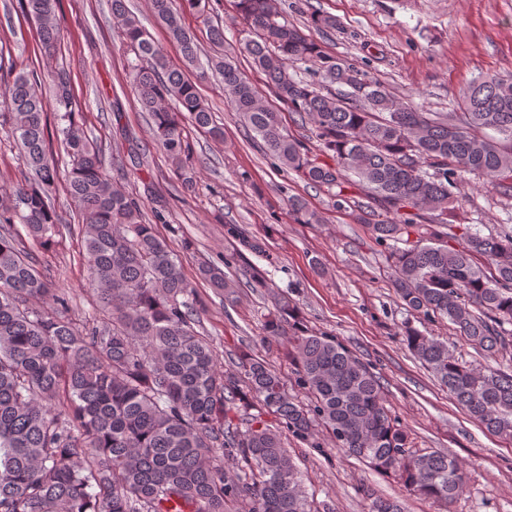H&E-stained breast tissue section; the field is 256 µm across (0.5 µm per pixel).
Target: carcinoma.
<instances>
[{"mask_svg":"<svg viewBox=\"0 0 512 512\" xmlns=\"http://www.w3.org/2000/svg\"><path fill=\"white\" fill-rule=\"evenodd\" d=\"M37 23L44 52L60 43L57 0H11ZM184 64L216 72L240 120L282 170L336 192L357 186L367 203L357 219L387 245L392 285L407 309L448 321L494 358L512 344V235H482L458 223L455 185L481 174L498 187L512 179V79L480 75L460 93L457 112H427L394 99L382 82L282 19L272 0H237L240 45L288 111L310 121L317 152L284 123L280 108L231 63L204 52L182 24L184 11L209 19L210 0H151ZM121 40L133 58L130 83L151 119L157 146L181 165L193 155L185 123L224 137L196 84L170 64L126 6L112 0ZM310 63L317 79L293 66ZM34 70L0 64V131L17 141L22 179L0 202V512H311L301 474L274 415L298 439L325 429L336 447L400 477L413 493L446 503L466 488L450 455L412 448L385 406L379 377L333 336L294 320L283 300L265 333L288 338V362L313 398L288 396L279 372L245 354L238 374L218 367L197 330L205 305L182 259L157 231L144 202L112 181L104 152L75 119L66 73L54 102ZM345 91L325 94L321 86ZM53 123H48V110ZM493 134H488V131ZM67 161L59 166L51 143ZM81 212L87 292L96 314L77 319L69 298L17 245V225L42 248L54 243L51 204L60 178ZM300 224L322 216L298 197ZM218 296L233 293L224 270L203 263ZM405 342L450 396L487 432L512 439V373L469 365L448 343L408 327ZM258 407L240 428L229 412ZM238 460L225 469L224 460Z\"/></svg>","mask_w":512,"mask_h":512,"instance_id":"1","label":"carcinoma"}]
</instances>
